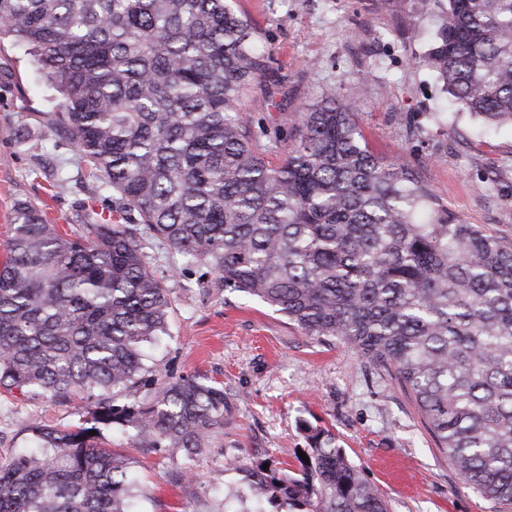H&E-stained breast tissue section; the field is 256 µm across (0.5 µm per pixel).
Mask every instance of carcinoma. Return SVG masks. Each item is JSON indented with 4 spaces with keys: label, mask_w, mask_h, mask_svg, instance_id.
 <instances>
[{
    "label": "carcinoma",
    "mask_w": 512,
    "mask_h": 512,
    "mask_svg": "<svg viewBox=\"0 0 512 512\" xmlns=\"http://www.w3.org/2000/svg\"><path fill=\"white\" fill-rule=\"evenodd\" d=\"M4 38L61 96L47 132L119 207L67 233L14 205L0 388L81 393L89 408L64 429L29 426L31 446L0 457V512H133L132 465L102 429L188 457L224 430V387L160 385L145 363L172 308L148 237L393 374L463 483L512 506V235L455 220L413 168L372 154L352 98L302 104L289 135L273 130L283 158L267 160L242 113L265 57L225 0H0ZM414 64L459 110L512 124V0H448ZM304 430L298 472L243 468L240 498L255 512H389L330 430Z\"/></svg>",
    "instance_id": "cac0c4a2"
}]
</instances>
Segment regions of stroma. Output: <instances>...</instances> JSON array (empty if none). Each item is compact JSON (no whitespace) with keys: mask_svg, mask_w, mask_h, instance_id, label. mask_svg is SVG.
<instances>
[{"mask_svg":"<svg viewBox=\"0 0 512 512\" xmlns=\"http://www.w3.org/2000/svg\"><path fill=\"white\" fill-rule=\"evenodd\" d=\"M258 29L276 85L256 84L242 109L269 161L282 155L268 133L290 129L303 102L327 92L366 91L355 110L370 150L415 168L449 213L512 235V126L486 130L449 106L436 73L414 65L439 24L440 0H227ZM58 94L27 47L0 41V249L16 200L28 199L64 229L87 214L109 218L115 193L99 189L77 150L46 138ZM64 188H54L56 177ZM172 290L170 336L148 352L159 381L192 377L224 386V432L193 458L136 448L131 432H105L108 447L134 463L135 512H246L241 467L271 460L299 469L304 425L332 431L336 444L377 486L390 512H503L465 486L436 448L410 398L386 372L340 341L304 336L281 314L218 288L160 245L148 250ZM78 401L0 391V455L29 442V428H63Z\"/></svg>","mask_w":512,"mask_h":512,"instance_id":"35a3bbf8","label":"stroma"}]
</instances>
